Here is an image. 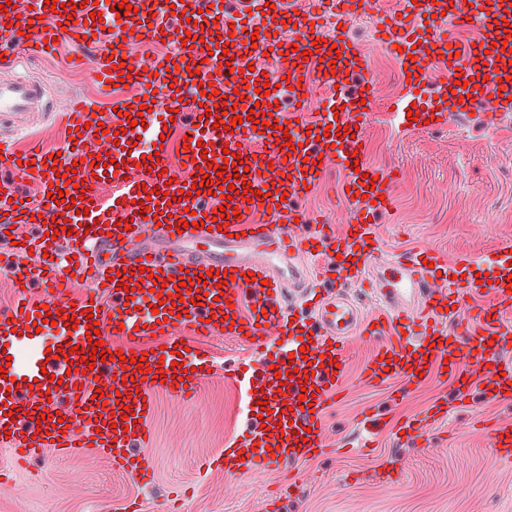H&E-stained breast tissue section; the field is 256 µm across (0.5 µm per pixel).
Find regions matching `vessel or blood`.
Here are the masks:
<instances>
[{"instance_id": "vessel-or-blood-1", "label": "vessel or blood", "mask_w": 512, "mask_h": 512, "mask_svg": "<svg viewBox=\"0 0 512 512\" xmlns=\"http://www.w3.org/2000/svg\"><path fill=\"white\" fill-rule=\"evenodd\" d=\"M8 12L0 11V43L23 45L25 52L39 55L53 40L87 42L95 49L83 57L81 67L101 87L118 82V64L134 70L131 83L138 85L139 97L121 103V112L104 124L93 121L94 111L79 101H71L62 110L66 128H82L73 137L68 150L59 158L45 153H8L0 157V168L13 169L16 175L36 172L43 185L63 191V201L43 197L40 205L22 203L14 209L12 224L31 223L43 215L41 250L54 252L51 234L57 225L70 224L72 233L65 243L76 256L74 275L83 276L90 286L78 298H71L73 276L64 275L55 262L13 266V274L22 282L39 280L43 285L49 312L59 324L57 343L64 350L47 358L38 343H30L19 358L17 375L0 378V442H7L13 455L22 459L35 452L59 455L87 450L107 456L116 471L149 481L154 477L148 457L134 453L144 444L146 421L156 394H164L179 403L197 402L202 383L211 375L208 356L200 347L175 356L173 349L183 335L206 338L229 330L231 336L256 351L283 336L292 342L286 353L275 358L273 367H262L258 376L238 373L225 367L224 380L240 390L259 385L264 426L250 442L225 449L217 457L225 475L234 477L253 471L273 469L287 461L325 455L323 438L326 415L340 396L346 377L343 346L359 335L375 340L377 347L363 366L360 378L367 384H381L392 375L413 383L418 373L428 372L432 361L447 360L449 366L469 375H480L484 391L498 397L512 390V367L497 359L500 345L512 335L501 317L512 312V292L507 279L512 276V252H496L492 263L500 274L487 287L470 281L450 286L446 275L447 258L429 247L406 251L379 262L375 259L372 225L375 214L385 212L393 197L387 192L395 178L377 174L367 179L356 173L353 153L359 139H346L341 151H334L331 140L321 128H305L288 122L286 129H266V149L242 154L241 163L225 164L226 152H237V144L253 136V124L247 115L255 106L256 89L263 84L286 83L294 101L317 102L320 110L331 113L339 102L319 95L318 84L343 83L346 77L361 80L362 100L377 93V81L363 60L359 48L344 30L356 16L368 17L380 26L387 45H399L400 59L415 56L412 78L433 67H443L449 80L467 81L473 91L463 99L466 109L484 112L488 122H497L502 113L512 111V80L506 66L512 61V30H504L501 20L512 19V0H406L401 16L381 13L377 0H336L337 27L322 34L321 14L301 9L298 0H237L240 9L263 14L255 23H228L221 18L214 0H153L148 11L117 16L119 0H82L79 8L65 7L58 12L45 11V0H11ZM176 10L184 22L180 29H165L154 23L157 14ZM295 28L285 34L284 19ZM427 19L429 29L417 32L413 21ZM470 23L480 32L476 44H454L448 38L449 22ZM121 23L124 40L111 46L100 35L101 29ZM203 26V48L181 46L187 32ZM166 40L178 44L176 55L165 61L143 57L137 48ZM506 49H499V42ZM339 57L328 61L329 49ZM269 52L274 69L269 75L248 70L254 51ZM212 83L220 94L229 96L243 89L245 99L238 102L234 114L215 119L206 113L214 102L200 96L197 120H187L180 109L182 92L197 89L199 83ZM153 97L151 112L144 125L129 126L125 116L132 105L144 104ZM41 99L38 87L16 84L0 87V112H25ZM263 100L264 112H275L274 95ZM241 115L242 124L232 125L233 115ZM174 119L183 134L194 144L184 154V167L167 166V149L160 136L166 119ZM141 136L150 143L156 173L145 180L131 179L121 163L125 158L120 145ZM290 136L295 150L279 144ZM239 152V151H238ZM110 154L111 165L92 168L94 155ZM337 162L344 176L343 185L356 192L354 209L344 233L335 225L317 221L315 216L293 207L321 182L319 165ZM74 174H67V167ZM222 167V175L234 182L231 210L240 211V219L230 220L223 229H215L213 219L220 210L214 200L220 190L191 194L180 198L184 185L200 184L203 174ZM115 175L122 191L110 202H102L97 193V178L104 172ZM278 184L271 196L245 201L247 188L264 189ZM165 194H157V187ZM271 210L267 221L252 223L247 213L259 207ZM208 226V248L204 253L192 250L197 235L195 222ZM323 256L319 273L336 278L339 293L316 296L311 288L307 265L313 255ZM133 270L132 279L121 276ZM235 279H228L227 270ZM253 280H246V273ZM207 274L203 305L191 300L174 304L180 278ZM162 281V293H153L155 281ZM363 288L377 295L381 310L365 317L346 294V287ZM297 289L311 303L313 323L287 316L285 293ZM167 302H160V295ZM112 300L111 328L123 339L115 349L103 339L108 351L106 362L88 367L85 358L93 345L86 335L94 331L86 309L101 297ZM39 307L24 303L22 308L0 310V346L11 330H26L37 319ZM452 318L451 329H444V318ZM320 332L308 352H301L300 339L308 335L311 324ZM131 365H123V357ZM163 378H156V369ZM32 380L31 393L19 394V377ZM67 381L66 392L56 390L55 379ZM312 395L314 406L304 409L300 393ZM66 395L69 405L64 420L55 404L58 395ZM23 410L37 419L36 437L6 435L13 426L15 410ZM499 459L512 458V426L495 425L486 433Z\"/></svg>"}]
</instances>
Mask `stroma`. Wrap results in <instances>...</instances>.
Masks as SVG:
<instances>
[{
    "label": "stroma",
    "mask_w": 512,
    "mask_h": 512,
    "mask_svg": "<svg viewBox=\"0 0 512 512\" xmlns=\"http://www.w3.org/2000/svg\"><path fill=\"white\" fill-rule=\"evenodd\" d=\"M351 33L379 82L363 134L364 159L398 179L394 208L372 223L380 256L430 247L458 271L490 272L487 257L512 247V113L495 129L477 110L453 115L433 131L408 125L394 114L393 101L404 99L422 111L443 107L448 84L442 70L412 85L403 79L398 57L377 40L369 24L354 20ZM87 52L85 46L66 44L57 55L24 57L17 67L0 69V84L26 82L42 92L33 111L0 112L1 147L64 150L58 105L77 98L107 111L135 94V87L119 86L104 97L87 73L69 63ZM341 179L338 168H329L302 208L318 220L343 225L346 202L336 189ZM20 230L29 251H15L10 239L0 238V256L6 261L0 267L4 309L18 297L7 263L33 264L43 258L39 226L24 224ZM206 349L219 371L198 402L181 405L161 394L155 399L148 422L153 482L143 484L113 471L110 460L93 451L36 455L16 470L12 454L0 450V468L12 472L9 480L0 481V512H123L130 499L141 512H166L178 492L185 495L184 512H264L269 495L276 496L278 512H512V461L496 459L490 441L471 431L479 420L512 423V398L488 400L477 382L462 398L452 376L435 375L402 402H393L387 389L356 381L373 347L355 336L348 341L344 391L327 417L326 437L335 454L235 478L206 469L205 460L223 452L226 443L259 429L258 415L246 413L241 392L225 385L222 366L246 370L264 359L223 335L207 339ZM438 401L447 415L430 422L418 439L406 440L401 424L426 414ZM363 411L387 420L366 453L355 446Z\"/></svg>",
    "instance_id": "1"
}]
</instances>
